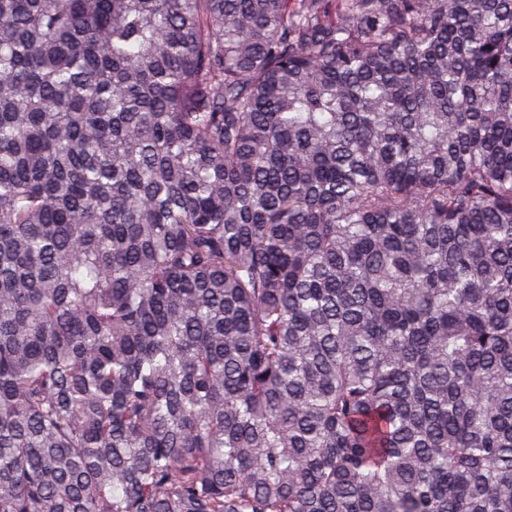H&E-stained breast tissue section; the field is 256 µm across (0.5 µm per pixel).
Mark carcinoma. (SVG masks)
Returning a JSON list of instances; mask_svg holds the SVG:
<instances>
[{
	"mask_svg": "<svg viewBox=\"0 0 512 512\" xmlns=\"http://www.w3.org/2000/svg\"><path fill=\"white\" fill-rule=\"evenodd\" d=\"M0 512H512V0H0Z\"/></svg>",
	"mask_w": 512,
	"mask_h": 512,
	"instance_id": "obj_1",
	"label": "carcinoma"
}]
</instances>
